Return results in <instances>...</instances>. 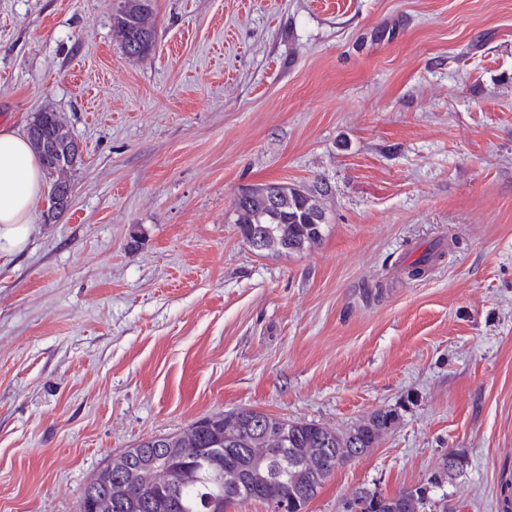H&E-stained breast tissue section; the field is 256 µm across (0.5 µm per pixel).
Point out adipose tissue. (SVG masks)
Here are the masks:
<instances>
[{"label":"adipose tissue","instance_id":"obj_1","mask_svg":"<svg viewBox=\"0 0 512 512\" xmlns=\"http://www.w3.org/2000/svg\"><path fill=\"white\" fill-rule=\"evenodd\" d=\"M44 188V172L27 140L0 128V258L22 251L29 242L31 213Z\"/></svg>","mask_w":512,"mask_h":512}]
</instances>
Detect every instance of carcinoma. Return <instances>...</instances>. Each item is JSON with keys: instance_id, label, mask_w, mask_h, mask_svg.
<instances>
[{"instance_id": "cac0c4a2", "label": "carcinoma", "mask_w": 512, "mask_h": 512, "mask_svg": "<svg viewBox=\"0 0 512 512\" xmlns=\"http://www.w3.org/2000/svg\"><path fill=\"white\" fill-rule=\"evenodd\" d=\"M151 13V0H121L112 30L126 55L143 57L153 50ZM27 136L53 187L72 191L67 173L81 162V153L61 115L36 113ZM326 196V187L251 185L235 199L233 223L258 251L301 252L322 239ZM435 259L429 252L409 263L408 276L424 275ZM396 420L395 412L379 411L339 430L257 409L215 413L112 458L85 487L77 512H214L222 486L226 495L244 490L252 501L298 500L305 507L340 464L374 448ZM465 466V456L450 451L426 484L393 496L361 487L349 512H425L431 492L456 480Z\"/></svg>"}]
</instances>
